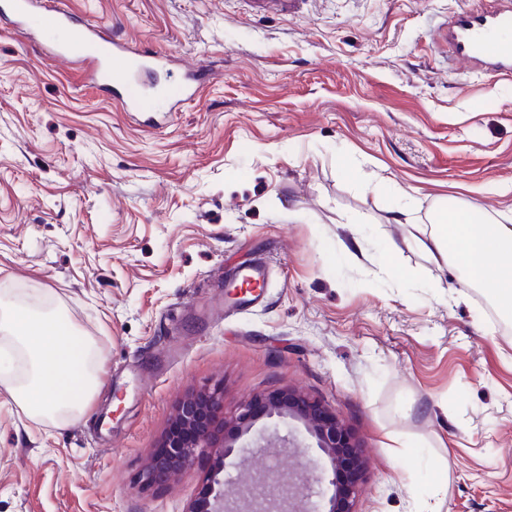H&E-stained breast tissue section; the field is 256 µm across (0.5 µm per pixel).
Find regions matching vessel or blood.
<instances>
[{
	"instance_id": "1",
	"label": "vessel or blood",
	"mask_w": 512,
	"mask_h": 512,
	"mask_svg": "<svg viewBox=\"0 0 512 512\" xmlns=\"http://www.w3.org/2000/svg\"><path fill=\"white\" fill-rule=\"evenodd\" d=\"M11 23L33 36L43 50L59 59H77L87 64L91 80L103 91L118 95L129 112H150L154 92L141 81L144 73L168 65V55L136 50L124 39L99 29L79 30L74 17L50 6L46 0H8ZM456 60L462 68L480 64L493 70L512 71V6L483 14L464 9L448 22ZM205 69L197 64L182 66V78L168 96L172 105L192 100ZM243 290V304L260 300L266 282L265 268L254 263L233 273Z\"/></svg>"
}]
</instances>
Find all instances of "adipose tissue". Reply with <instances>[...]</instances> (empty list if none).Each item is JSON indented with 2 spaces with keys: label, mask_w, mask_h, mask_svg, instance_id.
<instances>
[{
  "label": "adipose tissue",
  "mask_w": 512,
  "mask_h": 512,
  "mask_svg": "<svg viewBox=\"0 0 512 512\" xmlns=\"http://www.w3.org/2000/svg\"><path fill=\"white\" fill-rule=\"evenodd\" d=\"M476 206L440 207L431 224L417 227L414 245L436 265L457 271L466 288L483 291L504 317L512 316V225L477 222ZM0 327L14 335L28 367L23 376L0 377V396L23 407L38 424L77 420L101 385L102 360L93 344L61 316L38 314L18 301Z\"/></svg>",
  "instance_id": "obj_1"
}]
</instances>
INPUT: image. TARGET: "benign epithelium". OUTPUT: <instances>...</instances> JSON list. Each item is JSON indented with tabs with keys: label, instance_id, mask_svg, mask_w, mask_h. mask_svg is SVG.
<instances>
[{
	"label": "benign epithelium",
	"instance_id": "obj_1",
	"mask_svg": "<svg viewBox=\"0 0 512 512\" xmlns=\"http://www.w3.org/2000/svg\"><path fill=\"white\" fill-rule=\"evenodd\" d=\"M265 417L271 420L272 429L251 435L257 421L256 407L250 402L243 405L234 418L235 433L226 440L223 393L208 387L186 395L174 409L161 450L141 470L138 485L163 486L199 459L215 456L222 465L210 474L188 512H241L239 502L245 500L250 504L248 512H302L309 494L304 484L293 480L286 466L256 470L249 487L239 485L231 476L223 477L225 468H237L240 461L254 455V449L288 442V436L279 434V426L297 420L330 460L328 485L333 491L319 493V512H353L366 460L342 424L321 403L288 390L267 398Z\"/></svg>",
	"mask_w": 512,
	"mask_h": 512
}]
</instances>
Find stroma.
Here are the masks:
<instances>
[{
  "mask_svg": "<svg viewBox=\"0 0 512 512\" xmlns=\"http://www.w3.org/2000/svg\"><path fill=\"white\" fill-rule=\"evenodd\" d=\"M58 2L210 77L133 115L0 19V297L61 309L103 360L67 426L0 397V512H187L214 459L136 478L213 386L229 416L289 388L336 412L368 461L355 512H512V321L407 244L451 201L512 215V75L457 66L463 0ZM253 262L263 299L226 304ZM292 458L312 484L329 465L260 461ZM207 76L205 69L198 64L185 63L182 66V78L176 89L168 95L172 107L192 100L197 92L200 81Z\"/></svg>",
  "mask_w": 512,
  "mask_h": 512,
  "instance_id": "1",
  "label": "stroma"
}]
</instances>
